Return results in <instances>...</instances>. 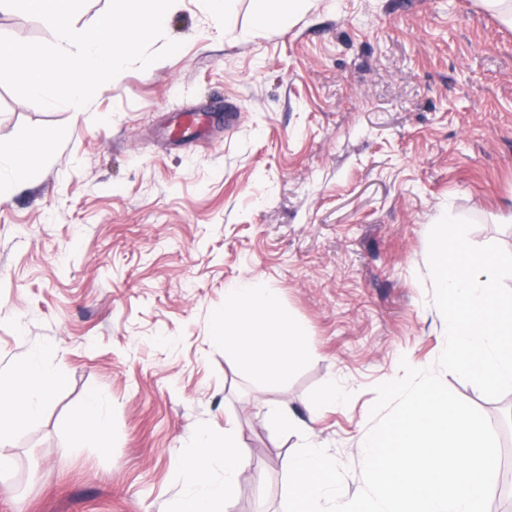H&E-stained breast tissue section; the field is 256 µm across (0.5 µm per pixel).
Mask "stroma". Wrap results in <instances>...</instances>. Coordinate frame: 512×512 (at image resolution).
Listing matches in <instances>:
<instances>
[{
    "instance_id": "35a3bbf8",
    "label": "stroma",
    "mask_w": 512,
    "mask_h": 512,
    "mask_svg": "<svg viewBox=\"0 0 512 512\" xmlns=\"http://www.w3.org/2000/svg\"><path fill=\"white\" fill-rule=\"evenodd\" d=\"M327 1L258 30L238 0L234 39L210 0H181L164 21L181 50L78 112L0 85V153L37 156L0 201V378L35 352L62 377L39 417L11 411L0 512H176L182 449L228 426L248 452L230 512H284L303 438L269 430L280 403L361 490L375 386L444 347L431 227L451 212L512 252V28L474 0ZM199 104L202 139L172 141ZM250 277L314 352L285 376L253 378L213 340L225 285ZM442 379L512 433V393ZM333 383L345 399L313 409ZM93 393L109 436L73 447Z\"/></svg>"
}]
</instances>
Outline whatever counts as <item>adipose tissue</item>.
I'll return each mask as SVG.
<instances>
[{"mask_svg": "<svg viewBox=\"0 0 512 512\" xmlns=\"http://www.w3.org/2000/svg\"><path fill=\"white\" fill-rule=\"evenodd\" d=\"M32 153L31 143L22 140L10 153L0 154L1 200L26 179L27 161ZM215 339L223 343L226 354L263 378L287 373L294 362L312 357L302 340L300 326L282 308L277 291L256 278L240 280L225 288L224 316ZM17 373L25 381L22 389L0 382L1 443L13 434L5 410L19 401L28 416H39L50 392L62 383L57 370L36 355L28 357ZM212 450L219 451L223 459L224 478L220 481L210 476L208 453ZM184 459L189 478L178 512H229L245 468V450L237 432L230 427L221 433L200 432L193 447L186 449Z\"/></svg>", "mask_w": 512, "mask_h": 512, "instance_id": "ef3b65f1", "label": "adipose tissue"}]
</instances>
